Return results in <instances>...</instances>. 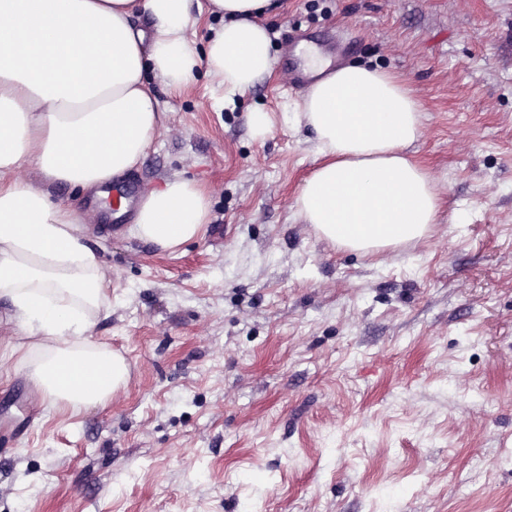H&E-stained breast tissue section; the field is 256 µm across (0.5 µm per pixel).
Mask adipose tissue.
Listing matches in <instances>:
<instances>
[{
  "label": "adipose tissue",
  "instance_id": "obj_1",
  "mask_svg": "<svg viewBox=\"0 0 512 512\" xmlns=\"http://www.w3.org/2000/svg\"><path fill=\"white\" fill-rule=\"evenodd\" d=\"M267 0H211L221 23L205 58L190 47L193 0H0V300L33 338L32 387L59 410L104 404L125 384V359L91 339L112 282L79 210L51 188L99 191L151 148L162 112L145 71L180 91L207 64L225 92L273 69L260 20ZM148 15L153 35L132 24ZM320 164L297 198L304 223L331 246L374 252L425 237L439 198L405 153L422 136L420 108L396 74L349 65L296 107ZM33 163L38 185L21 180ZM207 193L171 178L138 207L132 231L160 250L198 237Z\"/></svg>",
  "mask_w": 512,
  "mask_h": 512
}]
</instances>
